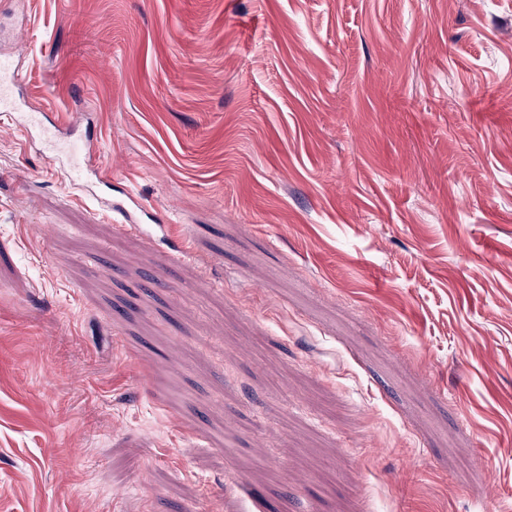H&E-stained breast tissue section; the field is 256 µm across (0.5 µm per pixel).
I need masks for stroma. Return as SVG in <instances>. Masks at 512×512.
I'll return each mask as SVG.
<instances>
[{
	"label": "stroma",
	"mask_w": 512,
	"mask_h": 512,
	"mask_svg": "<svg viewBox=\"0 0 512 512\" xmlns=\"http://www.w3.org/2000/svg\"><path fill=\"white\" fill-rule=\"evenodd\" d=\"M0 54L87 171L0 112V512H512V0H0Z\"/></svg>",
	"instance_id": "stroma-1"
}]
</instances>
